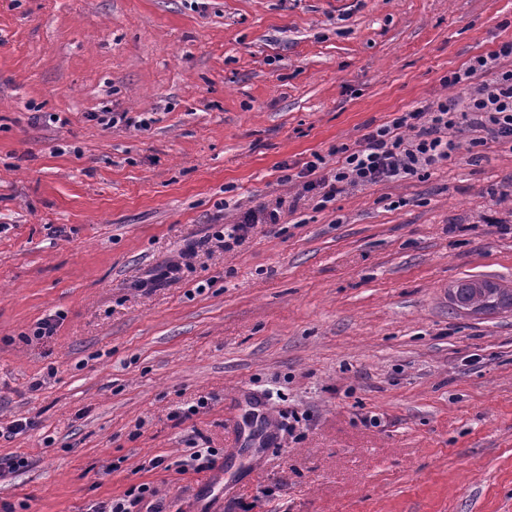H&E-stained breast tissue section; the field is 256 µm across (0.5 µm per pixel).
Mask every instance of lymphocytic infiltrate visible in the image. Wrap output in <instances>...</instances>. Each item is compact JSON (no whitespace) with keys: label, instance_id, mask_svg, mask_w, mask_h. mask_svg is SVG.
I'll list each match as a JSON object with an SVG mask.
<instances>
[{"label":"lymphocytic infiltrate","instance_id":"obj_1","mask_svg":"<svg viewBox=\"0 0 512 512\" xmlns=\"http://www.w3.org/2000/svg\"><path fill=\"white\" fill-rule=\"evenodd\" d=\"M511 59L512 40L502 41L449 75V85L462 87V94L395 113L367 129L357 147H333L335 166L315 155L299 173L305 192L315 193L323 207L352 187L425 178L460 150L459 135L465 130L474 132V147L488 141L512 145V69L504 66ZM279 220V208L261 204L242 213L236 223L215 230L213 238L229 252L258 225Z\"/></svg>","mask_w":512,"mask_h":512}]
</instances>
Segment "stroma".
I'll return each instance as SVG.
<instances>
[{
  "label": "stroma",
  "instance_id": "obj_1",
  "mask_svg": "<svg viewBox=\"0 0 512 512\" xmlns=\"http://www.w3.org/2000/svg\"><path fill=\"white\" fill-rule=\"evenodd\" d=\"M510 36L512 0H0V505L512 512V311L449 299L512 289V148L322 209L286 178ZM280 204L274 208L261 204L241 214L235 224H225L212 234V238L224 251H233L240 246L258 224H278L280 220ZM455 300L462 296L475 309H509L512 292L500 288L490 279H469L459 283L454 291ZM155 496V490L147 483L128 490L120 498L99 501L89 506L85 512H140L134 510L146 498Z\"/></svg>",
  "mask_w": 512,
  "mask_h": 512
}]
</instances>
